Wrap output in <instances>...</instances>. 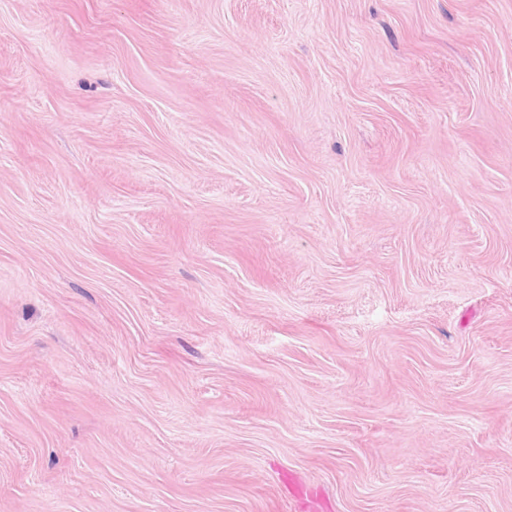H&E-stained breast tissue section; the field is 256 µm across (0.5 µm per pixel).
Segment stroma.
I'll list each match as a JSON object with an SVG mask.
<instances>
[{"label":"stroma","mask_w":512,"mask_h":512,"mask_svg":"<svg viewBox=\"0 0 512 512\" xmlns=\"http://www.w3.org/2000/svg\"><path fill=\"white\" fill-rule=\"evenodd\" d=\"M512 512V0H0V512Z\"/></svg>","instance_id":"1"}]
</instances>
